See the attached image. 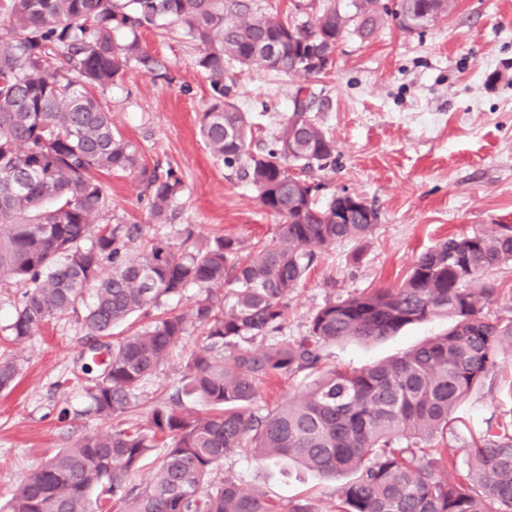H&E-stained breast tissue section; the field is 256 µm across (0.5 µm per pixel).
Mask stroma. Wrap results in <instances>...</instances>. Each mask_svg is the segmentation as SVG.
<instances>
[{"mask_svg":"<svg viewBox=\"0 0 512 512\" xmlns=\"http://www.w3.org/2000/svg\"><path fill=\"white\" fill-rule=\"evenodd\" d=\"M389 9L375 34H347L334 63L314 78L263 70L235 71L238 104L252 114L257 142L269 143L293 107L298 86L316 93L313 113L336 142V164L313 171L319 200L350 193L378 213L372 235L317 253L299 288L288 299L283 332L306 336L327 301L400 283L416 258L451 236H466L495 224L512 226V0H450L448 13L417 31H401ZM324 0H251L255 14L290 23L315 21ZM142 46L166 66L169 81L131 67L119 86L103 97L112 126L136 149L141 168L106 178L110 204L99 225L142 221L144 231L131 253L157 237L181 243L224 235L245 251L272 243L278 220L254 191L224 167L204 144L200 119L210 105V86L197 64L200 47L176 25L138 32ZM177 170L183 180L175 218L148 221L142 174ZM202 294L190 287L117 325L127 336L163 313L189 310ZM92 303L84 293L78 312L43 325L16 345V387L0 391V506L20 480L42 460L84 436L109 430L110 422L89 413L87 377L98 376L82 313ZM446 318L410 325L385 340L342 342L327 347V366L360 369L400 355L447 331ZM203 343L190 329L168 361L141 386L136 405L120 424L144 425L167 401L186 360ZM512 412L497 388L475 389L459 409L461 423L445 446L466 447L491 418ZM236 481L287 503L304 499L317 512H331L342 481L322 478L286 462H259L233 454L212 475L213 484Z\"/></svg>","mask_w":512,"mask_h":512,"instance_id":"1","label":"stroma"}]
</instances>
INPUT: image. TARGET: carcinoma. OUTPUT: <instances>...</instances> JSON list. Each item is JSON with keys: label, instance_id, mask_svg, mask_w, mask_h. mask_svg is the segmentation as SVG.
Here are the masks:
<instances>
[{"label": "carcinoma", "instance_id": "obj_1", "mask_svg": "<svg viewBox=\"0 0 512 512\" xmlns=\"http://www.w3.org/2000/svg\"><path fill=\"white\" fill-rule=\"evenodd\" d=\"M10 2L14 36L0 39V281L24 288L10 324L14 340L76 312L87 289L94 301L84 327L95 337L112 336L130 315L188 287L222 283L227 291L208 292L188 312L160 316L106 346L108 360L87 394L110 421L130 411L139 387L190 328L204 333L181 386L146 427L117 425L57 452L22 478L9 512H315L305 500L273 504L230 479L212 485L214 470L235 453L350 476L334 512H512V418L489 423L461 456L446 448L420 454L447 437L472 390L503 371L512 317H486L499 285L482 273L512 262V227L450 237L422 253L396 287L327 302L312 318V335L266 342L282 330L288 296L316 250L365 240L378 213L358 197L320 203L319 185L304 178L336 162V142L312 115L308 88H297L272 144L252 150L254 123L236 104L231 65L316 75L305 66L315 55L310 39L334 52L345 33L370 38L380 0H329L315 22L293 26L252 14L249 0ZM447 13L448 0H399L394 17L409 32ZM161 20L202 48L198 66L211 89L200 124L206 147L280 218L277 242L254 256H241L240 242L223 235L194 252L156 239L132 254L125 241L141 235L139 222L94 225L108 203L102 177L139 167L98 92L119 85L132 63L170 81L137 34ZM145 180L149 220L165 224L182 178L170 167ZM441 315L451 319L448 332L399 358L323 369L328 345L385 339ZM299 375L315 379L259 412L261 384ZM17 376V360L0 353V390ZM160 446L152 482L133 484L143 457Z\"/></svg>", "mask_w": 512, "mask_h": 512}]
</instances>
